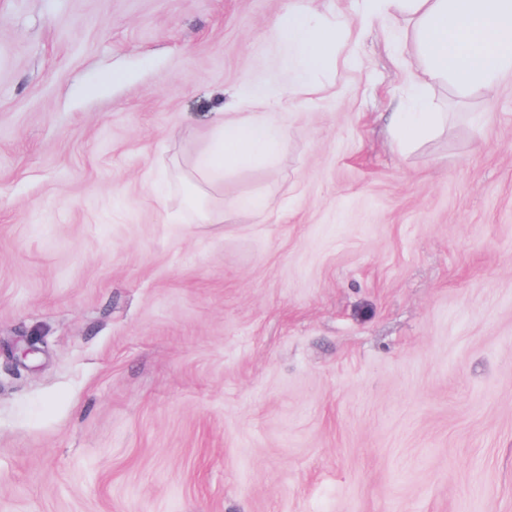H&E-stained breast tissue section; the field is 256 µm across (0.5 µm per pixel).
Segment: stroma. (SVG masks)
I'll return each mask as SVG.
<instances>
[{
  "mask_svg": "<svg viewBox=\"0 0 512 512\" xmlns=\"http://www.w3.org/2000/svg\"><path fill=\"white\" fill-rule=\"evenodd\" d=\"M356 6L0 0V512H512V74L398 152L421 61ZM255 85L283 151L194 223ZM340 27V23L311 11L290 14L283 35V59L292 78V90L313 88L312 74L334 61Z\"/></svg>",
  "mask_w": 512,
  "mask_h": 512,
  "instance_id": "1",
  "label": "stroma"
}]
</instances>
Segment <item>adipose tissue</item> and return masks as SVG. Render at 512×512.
Segmentation results:
<instances>
[{"label": "adipose tissue", "instance_id": "obj_1", "mask_svg": "<svg viewBox=\"0 0 512 512\" xmlns=\"http://www.w3.org/2000/svg\"><path fill=\"white\" fill-rule=\"evenodd\" d=\"M358 16H399L423 68L408 87L409 104L395 113L392 123L398 151L432 134L441 117L433 112L432 86L445 83L463 97L492 93L501 77L512 72V0H360ZM339 23L311 11L290 14L283 35V59L292 89L308 90L311 76L335 55ZM249 97L261 111L245 117L217 113L207 145L194 167L209 186L224 176L258 161H273L284 139L266 90L252 89Z\"/></svg>", "mask_w": 512, "mask_h": 512}]
</instances>
